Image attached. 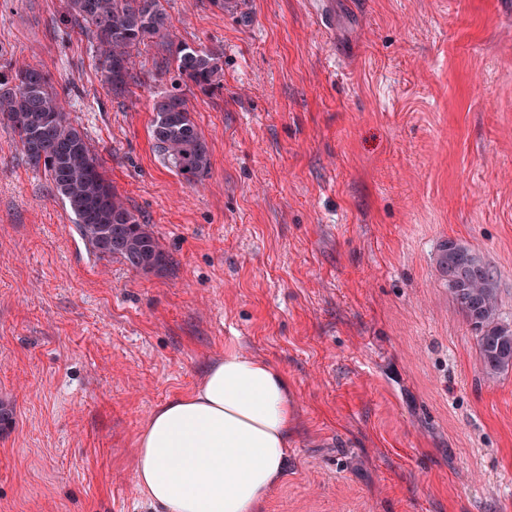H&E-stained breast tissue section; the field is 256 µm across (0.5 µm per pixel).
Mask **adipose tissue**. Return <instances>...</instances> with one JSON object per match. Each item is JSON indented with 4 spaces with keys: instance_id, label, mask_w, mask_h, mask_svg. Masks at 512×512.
Here are the masks:
<instances>
[{
    "instance_id": "adipose-tissue-1",
    "label": "adipose tissue",
    "mask_w": 512,
    "mask_h": 512,
    "mask_svg": "<svg viewBox=\"0 0 512 512\" xmlns=\"http://www.w3.org/2000/svg\"><path fill=\"white\" fill-rule=\"evenodd\" d=\"M287 376L228 348L201 386L152 413L135 439L142 497L161 512H259L288 453Z\"/></svg>"
}]
</instances>
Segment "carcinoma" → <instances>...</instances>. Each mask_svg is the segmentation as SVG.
Segmentation results:
<instances>
[{
  "label": "carcinoma",
  "mask_w": 512,
  "mask_h": 512,
  "mask_svg": "<svg viewBox=\"0 0 512 512\" xmlns=\"http://www.w3.org/2000/svg\"><path fill=\"white\" fill-rule=\"evenodd\" d=\"M72 28L96 48V64L116 96L130 92L140 47L164 43L174 63L171 89L153 102V148L163 164L189 183L211 167L209 143L191 118L184 89L220 87L224 53L176 39L163 0H68ZM0 120L21 144L27 163L43 170L75 230L99 259H117L137 272L164 269L170 259L150 225L141 223L112 188L85 133L54 90L49 72L8 56L0 46ZM441 280L477 333L481 370L512 369V327L499 322L498 288L491 269L465 243L441 245Z\"/></svg>",
  "instance_id": "cac0c4a2"
}]
</instances>
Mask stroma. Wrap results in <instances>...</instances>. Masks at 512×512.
<instances>
[{"label":"stroma","instance_id":"35a3bbf8","mask_svg":"<svg viewBox=\"0 0 512 512\" xmlns=\"http://www.w3.org/2000/svg\"><path fill=\"white\" fill-rule=\"evenodd\" d=\"M224 50L189 96L211 169L153 150L166 46L116 97L66 0L0 4V45L47 70L118 194L170 257L89 253L0 124V512H156L134 441L226 347L288 377V458L261 512H512V370L486 377L440 280L449 239L512 325V0H166Z\"/></svg>","mask_w":512,"mask_h":512}]
</instances>
